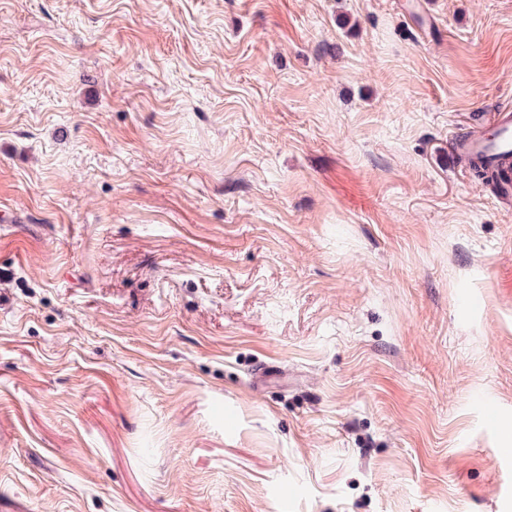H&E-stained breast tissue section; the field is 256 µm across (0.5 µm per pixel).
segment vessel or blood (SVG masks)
Returning a JSON list of instances; mask_svg holds the SVG:
<instances>
[{
	"instance_id": "obj_1",
	"label": "vessel or blood",
	"mask_w": 512,
	"mask_h": 512,
	"mask_svg": "<svg viewBox=\"0 0 512 512\" xmlns=\"http://www.w3.org/2000/svg\"><path fill=\"white\" fill-rule=\"evenodd\" d=\"M450 149L463 155L484 157L498 171L494 189L499 195L512 199L511 107L474 119L464 133L452 138Z\"/></svg>"
}]
</instances>
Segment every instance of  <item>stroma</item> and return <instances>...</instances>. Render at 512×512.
I'll use <instances>...</instances> for the list:
<instances>
[{
  "label": "stroma",
  "mask_w": 512,
  "mask_h": 512,
  "mask_svg": "<svg viewBox=\"0 0 512 512\" xmlns=\"http://www.w3.org/2000/svg\"><path fill=\"white\" fill-rule=\"evenodd\" d=\"M512 0H0V499L512 512ZM450 152L484 157L498 169L496 182L491 186L507 200L512 199V109L495 110L485 118L474 119L466 131L451 139Z\"/></svg>",
  "instance_id": "1"
}]
</instances>
